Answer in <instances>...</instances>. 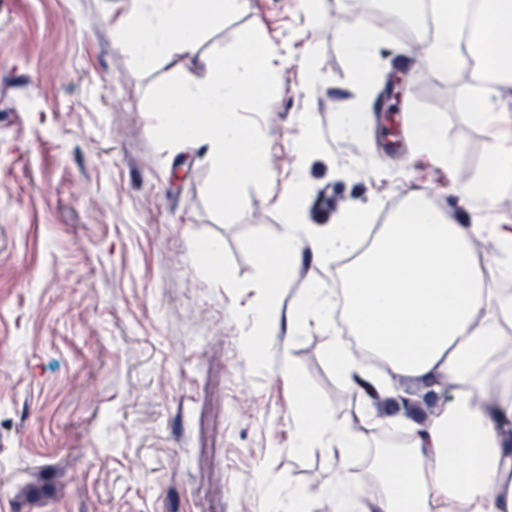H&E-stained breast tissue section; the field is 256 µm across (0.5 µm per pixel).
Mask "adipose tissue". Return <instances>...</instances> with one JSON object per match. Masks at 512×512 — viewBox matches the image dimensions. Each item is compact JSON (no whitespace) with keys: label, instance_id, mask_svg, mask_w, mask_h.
Returning a JSON list of instances; mask_svg holds the SVG:
<instances>
[{"label":"adipose tissue","instance_id":"obj_1","mask_svg":"<svg viewBox=\"0 0 512 512\" xmlns=\"http://www.w3.org/2000/svg\"><path fill=\"white\" fill-rule=\"evenodd\" d=\"M242 0H153L151 14L135 13L119 26L124 45L141 64L171 50L191 52L203 29L240 8ZM435 41L430 60L439 69L470 67L479 85L472 123L497 141L491 179L466 182L463 200L486 203L512 189V112L489 108L490 94L512 89V0H479V24L470 56L458 50L462 0H433ZM303 185L281 199L285 232L260 243L266 283L287 284L303 230L298 202ZM368 227L353 214L314 233L316 257H344L343 300L329 305L311 286L300 319L324 320L333 336L328 357L344 376L359 369L355 347L371 349L392 371L438 383L452 378L450 400L437 402L425 421L408 420L391 449L375 445L387 421L361 407L340 421L297 376L290 355L281 366L293 385L295 449L320 445L348 466L366 461L368 485L340 480L328 488L334 512H512V226L450 224L433 204L412 198L381 225L366 250ZM489 237L497 259L473 248Z\"/></svg>","mask_w":512,"mask_h":512}]
</instances>
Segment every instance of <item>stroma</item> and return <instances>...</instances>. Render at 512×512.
Masks as SVG:
<instances>
[{
    "instance_id": "stroma-1",
    "label": "stroma",
    "mask_w": 512,
    "mask_h": 512,
    "mask_svg": "<svg viewBox=\"0 0 512 512\" xmlns=\"http://www.w3.org/2000/svg\"><path fill=\"white\" fill-rule=\"evenodd\" d=\"M145 0H0V512H270L272 497L309 492L308 512H333L338 466L322 448L292 452L294 393L283 353L337 420L362 399L330 362L317 319L299 322L305 287H267L256 244L278 238V200L305 187L314 228L352 213L389 223L409 195L454 224L512 225V191L482 211L460 196L486 174L494 140L467 114L468 73L433 68L432 21L411 35L378 0H244L205 29L196 55L139 64L117 36ZM363 20L375 35L362 77L339 41ZM256 27L280 53L277 92L257 118L270 187L247 189L243 215L209 211L205 146L162 149L145 96L193 74L197 54ZM320 61L306 88L298 61ZM401 96L387 98L394 59ZM360 112V130L339 131ZM437 117L452 157L437 162L410 115ZM319 146L303 151L308 134ZM332 202L317 205L321 190ZM219 249L208 262L202 249ZM335 301V257L302 238L295 262ZM272 303L265 358L249 364L252 311Z\"/></svg>"
}]
</instances>
